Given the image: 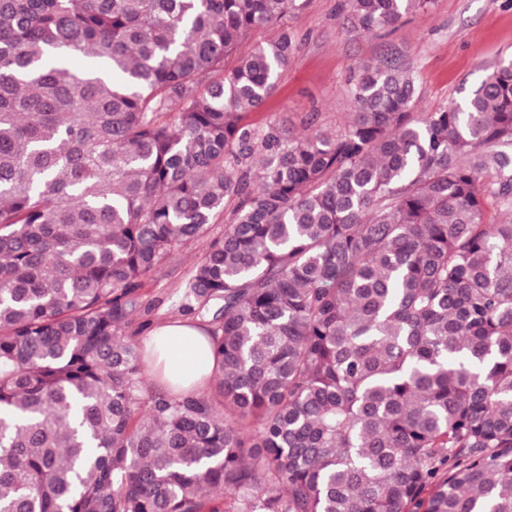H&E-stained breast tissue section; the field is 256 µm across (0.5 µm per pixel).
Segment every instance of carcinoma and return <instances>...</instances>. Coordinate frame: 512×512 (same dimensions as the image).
<instances>
[{
  "label": "carcinoma",
  "instance_id": "carcinoma-1",
  "mask_svg": "<svg viewBox=\"0 0 512 512\" xmlns=\"http://www.w3.org/2000/svg\"><path fill=\"white\" fill-rule=\"evenodd\" d=\"M305 2L0 0V512H512V59L250 124ZM221 219L179 306L213 387L146 398L142 289Z\"/></svg>",
  "mask_w": 512,
  "mask_h": 512
}]
</instances>
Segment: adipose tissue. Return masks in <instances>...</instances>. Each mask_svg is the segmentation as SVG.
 I'll return each instance as SVG.
<instances>
[{
	"instance_id": "ef3b65f1",
	"label": "adipose tissue",
	"mask_w": 512,
	"mask_h": 512,
	"mask_svg": "<svg viewBox=\"0 0 512 512\" xmlns=\"http://www.w3.org/2000/svg\"><path fill=\"white\" fill-rule=\"evenodd\" d=\"M156 379L177 391L202 389L213 368L206 332L184 316L153 327L146 343Z\"/></svg>"
}]
</instances>
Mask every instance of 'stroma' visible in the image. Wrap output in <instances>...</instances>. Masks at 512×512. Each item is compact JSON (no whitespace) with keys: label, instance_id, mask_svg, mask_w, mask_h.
Masks as SVG:
<instances>
[{"label":"stroma","instance_id":"stroma-1","mask_svg":"<svg viewBox=\"0 0 512 512\" xmlns=\"http://www.w3.org/2000/svg\"><path fill=\"white\" fill-rule=\"evenodd\" d=\"M340 3L307 0L293 14L298 50L265 106L247 115L248 123H296L314 112L320 128L336 131L352 110L353 69L385 58L411 69L419 91L415 109L432 112L463 102L502 58L512 57V0H433L426 10L374 35L351 31ZM223 235V224L208 225L147 280L141 301L152 310L151 323L177 316L180 284Z\"/></svg>","mask_w":512,"mask_h":512}]
</instances>
